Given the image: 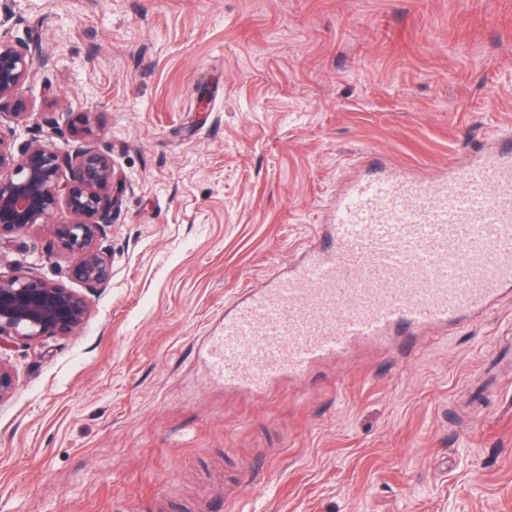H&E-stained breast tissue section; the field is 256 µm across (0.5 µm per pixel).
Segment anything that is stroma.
<instances>
[{"instance_id": "stroma-1", "label": "stroma", "mask_w": 512, "mask_h": 512, "mask_svg": "<svg viewBox=\"0 0 512 512\" xmlns=\"http://www.w3.org/2000/svg\"><path fill=\"white\" fill-rule=\"evenodd\" d=\"M51 57L14 145L98 115L127 183L73 336L0 351V512H512V300L268 394L205 362L366 156L434 175L512 127V0H11ZM208 96L198 111V91ZM5 264L80 289L48 224Z\"/></svg>"}]
</instances>
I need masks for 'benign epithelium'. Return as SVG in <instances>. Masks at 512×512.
Returning <instances> with one entry per match:
<instances>
[{
	"mask_svg": "<svg viewBox=\"0 0 512 512\" xmlns=\"http://www.w3.org/2000/svg\"><path fill=\"white\" fill-rule=\"evenodd\" d=\"M49 62L39 43L0 36V115H9L18 127L27 122L33 105L21 90ZM97 123L95 112H68L64 121L55 112L42 113L50 133L72 143L63 152L36 138L16 148L0 132V237L20 234L64 208L66 219L53 225V234L71 257L69 277L89 292L111 279L101 239L114 223L125 188L112 164V146L96 138ZM89 313L85 294L33 267L0 273V349L71 336ZM15 389L13 373L0 360V401Z\"/></svg>",
	"mask_w": 512,
	"mask_h": 512,
	"instance_id": "7a95c632",
	"label": "benign epithelium"
}]
</instances>
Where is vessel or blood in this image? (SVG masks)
<instances>
[{
  "label": "vessel or blood",
  "instance_id": "vessel-or-blood-1",
  "mask_svg": "<svg viewBox=\"0 0 512 512\" xmlns=\"http://www.w3.org/2000/svg\"><path fill=\"white\" fill-rule=\"evenodd\" d=\"M314 243L224 316L207 363L232 390L267 393L360 345L410 349L512 296V148L487 147L431 182L387 171L343 181Z\"/></svg>",
  "mask_w": 512,
  "mask_h": 512
}]
</instances>
